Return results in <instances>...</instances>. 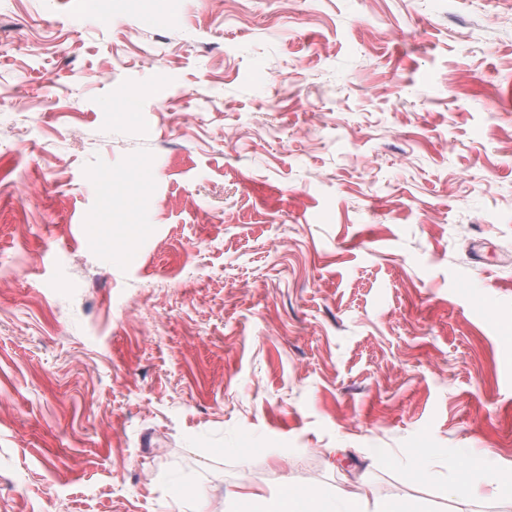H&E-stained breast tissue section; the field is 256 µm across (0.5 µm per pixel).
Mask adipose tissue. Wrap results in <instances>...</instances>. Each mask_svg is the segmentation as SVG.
<instances>
[{"label":"adipose tissue","mask_w":512,"mask_h":512,"mask_svg":"<svg viewBox=\"0 0 512 512\" xmlns=\"http://www.w3.org/2000/svg\"><path fill=\"white\" fill-rule=\"evenodd\" d=\"M227 512H236L242 502L252 504L255 512H402L390 504L368 505L322 490L297 492L279 490L270 495L245 494L231 491L227 494Z\"/></svg>","instance_id":"ef3b65f1"}]
</instances>
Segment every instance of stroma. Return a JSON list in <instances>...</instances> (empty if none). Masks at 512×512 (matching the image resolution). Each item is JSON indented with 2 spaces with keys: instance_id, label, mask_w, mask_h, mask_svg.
<instances>
[{
  "instance_id": "35a3bbf8",
  "label": "stroma",
  "mask_w": 512,
  "mask_h": 512,
  "mask_svg": "<svg viewBox=\"0 0 512 512\" xmlns=\"http://www.w3.org/2000/svg\"><path fill=\"white\" fill-rule=\"evenodd\" d=\"M511 480L512 0H0V512Z\"/></svg>"
}]
</instances>
